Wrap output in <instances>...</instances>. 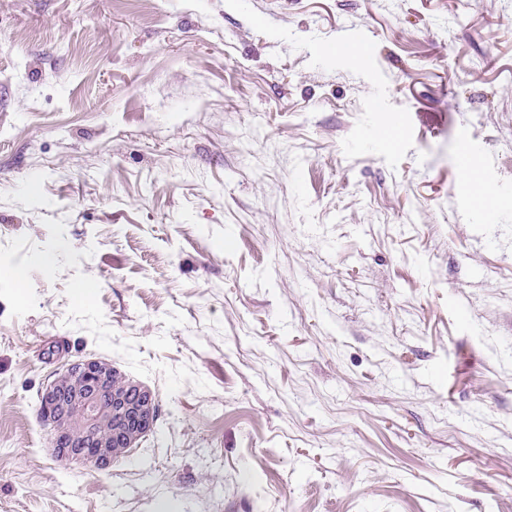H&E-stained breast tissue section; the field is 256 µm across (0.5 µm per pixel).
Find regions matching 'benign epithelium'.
Listing matches in <instances>:
<instances>
[{"label": "benign epithelium", "mask_w": 512, "mask_h": 512, "mask_svg": "<svg viewBox=\"0 0 512 512\" xmlns=\"http://www.w3.org/2000/svg\"><path fill=\"white\" fill-rule=\"evenodd\" d=\"M42 412L56 423L55 442L64 455L100 463L133 447L157 420L148 392L97 361L54 381L44 394Z\"/></svg>", "instance_id": "7a95c632"}]
</instances>
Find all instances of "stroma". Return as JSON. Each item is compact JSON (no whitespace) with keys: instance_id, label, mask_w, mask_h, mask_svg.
Instances as JSON below:
<instances>
[{"instance_id":"1","label":"stroma","mask_w":512,"mask_h":512,"mask_svg":"<svg viewBox=\"0 0 512 512\" xmlns=\"http://www.w3.org/2000/svg\"><path fill=\"white\" fill-rule=\"evenodd\" d=\"M90 360L158 407L102 466ZM508 500L512 0H0V512ZM42 412L56 423L54 440L63 455L100 463L132 448L157 420L148 392L97 361L54 381L44 394Z\"/></svg>"}]
</instances>
